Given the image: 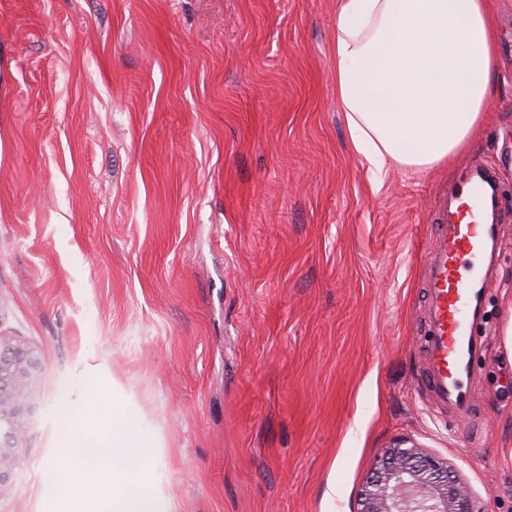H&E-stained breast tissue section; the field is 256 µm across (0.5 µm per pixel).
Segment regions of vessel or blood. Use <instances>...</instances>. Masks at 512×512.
Listing matches in <instances>:
<instances>
[{
	"label": "vessel or blood",
	"instance_id": "1",
	"mask_svg": "<svg viewBox=\"0 0 512 512\" xmlns=\"http://www.w3.org/2000/svg\"><path fill=\"white\" fill-rule=\"evenodd\" d=\"M466 176L451 190L446 223L437 227L425 263L430 300L423 383L427 393L451 406L457 416L472 415L470 386L476 340L469 312L488 284L480 261L496 227L482 221L491 186L482 163L466 165Z\"/></svg>",
	"mask_w": 512,
	"mask_h": 512
}]
</instances>
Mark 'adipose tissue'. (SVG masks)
Here are the masks:
<instances>
[{
  "label": "adipose tissue",
  "mask_w": 512,
  "mask_h": 512,
  "mask_svg": "<svg viewBox=\"0 0 512 512\" xmlns=\"http://www.w3.org/2000/svg\"><path fill=\"white\" fill-rule=\"evenodd\" d=\"M488 0H337L336 100L350 147L381 187L391 168L428 171L465 151L481 127L497 70ZM56 461L103 491L94 512H168L132 492L152 455L127 410L101 387L60 418Z\"/></svg>",
  "instance_id": "adipose-tissue-1"
}]
</instances>
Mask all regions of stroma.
Returning <instances> with one entry per match:
<instances>
[{"label": "stroma", "instance_id": "stroma-1", "mask_svg": "<svg viewBox=\"0 0 512 512\" xmlns=\"http://www.w3.org/2000/svg\"><path fill=\"white\" fill-rule=\"evenodd\" d=\"M462 157L381 189L336 106V0H0V334L35 350L0 512H43L100 383L170 512H356L380 448L512 512V0ZM495 175L476 412L421 389L425 254L464 161Z\"/></svg>", "mask_w": 512, "mask_h": 512}]
</instances>
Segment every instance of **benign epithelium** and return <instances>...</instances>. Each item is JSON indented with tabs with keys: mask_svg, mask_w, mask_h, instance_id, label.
Returning <instances> with one entry per match:
<instances>
[{
	"mask_svg": "<svg viewBox=\"0 0 512 512\" xmlns=\"http://www.w3.org/2000/svg\"><path fill=\"white\" fill-rule=\"evenodd\" d=\"M34 353L0 338V486L17 464ZM357 512H485L448 462L401 440L382 449L358 493Z\"/></svg>",
	"mask_w": 512,
	"mask_h": 512,
	"instance_id": "7a95c632",
	"label": "benign epithelium"
}]
</instances>
